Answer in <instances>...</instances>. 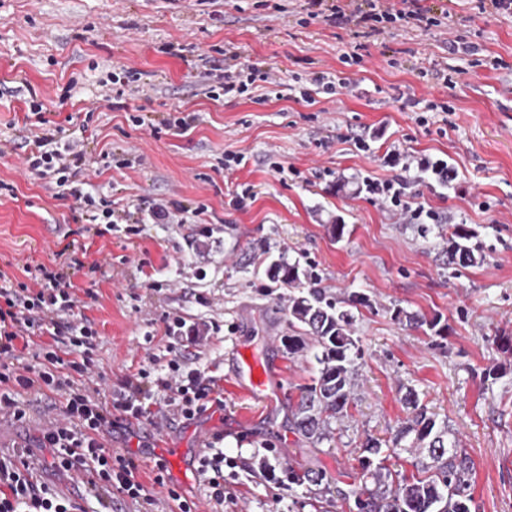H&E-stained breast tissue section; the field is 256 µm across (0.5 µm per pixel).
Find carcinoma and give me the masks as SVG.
Listing matches in <instances>:
<instances>
[{
    "instance_id": "cac0c4a2",
    "label": "carcinoma",
    "mask_w": 512,
    "mask_h": 512,
    "mask_svg": "<svg viewBox=\"0 0 512 512\" xmlns=\"http://www.w3.org/2000/svg\"><path fill=\"white\" fill-rule=\"evenodd\" d=\"M474 237V231L466 225H455L445 250L448 263L462 267L483 263L479 248L471 243ZM264 274L276 288H299L305 270L300 261L280 254L268 258ZM367 305V296L353 294L340 306L316 288L288 298V323L301 333L284 337V347L292 356L314 347L318 365L312 383L299 388L291 410V426L314 447L331 441L333 424L347 414L361 358L352 336L353 310ZM406 401L414 414L397 428L392 447L416 455V472L407 476L373 466L371 457L381 453V445L369 439L363 445L367 456L361 461V478L337 493L353 500L356 512H477L471 491L470 456L450 440L448 426L437 425L414 393H408ZM288 484L315 486L321 493L331 491L327 473L315 469L288 468Z\"/></svg>"
}]
</instances>
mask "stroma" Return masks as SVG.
<instances>
[{"mask_svg":"<svg viewBox=\"0 0 512 512\" xmlns=\"http://www.w3.org/2000/svg\"><path fill=\"white\" fill-rule=\"evenodd\" d=\"M447 7L440 26L384 23L356 38L310 18L303 0H0V269L26 283L29 267L52 265L66 246L85 248L73 282L96 293L84 313L106 389L138 369L166 367V319L182 318L205 336L190 360L215 377V400L192 419L118 427L102 439L135 458L137 479L160 512H176L172 489L194 512L212 506L199 472L156 484V449L201 456L212 445L235 462L224 479L238 496L237 512H356L335 494L289 489L288 467L354 482L365 440L390 443L410 417V390L472 458L478 512H512V15L482 0H447ZM459 34L476 56L450 53ZM227 45L243 62L271 69L279 96L253 86L235 99L212 98L204 74L223 65ZM356 51L360 63H343ZM475 57L482 66H471ZM495 57L501 67H489ZM320 71L347 79L354 92L304 102L301 79ZM116 73L122 84L113 83ZM33 91L65 134L91 122L89 212L55 181L30 173L13 147L34 131L25 122ZM432 101L451 112L424 113ZM182 112L195 115L191 129L162 128ZM138 116L143 125H135ZM359 136L368 151L356 148ZM394 150L456 172L442 183L411 170L407 193L444 227L474 230L482 264L445 265L447 239L421 235L369 193H356L365 178L395 175L387 158ZM228 151L243 154L244 164L225 169ZM245 191L246 206L235 207L233 197ZM151 202L177 205L190 218L162 223L150 216ZM107 207L130 212V221L101 232L90 217ZM339 217L340 238L332 233ZM281 252L299 259L327 298L359 292L371 301L352 326L363 358L349 415L316 450L289 423L290 399L317 373L312 350L292 356L283 345L292 333L289 291L237 265L243 256L260 262ZM400 310L440 315L442 335L397 318ZM239 342L272 364L262 401L236 375ZM19 401L27 419L0 416V451L28 445L34 457L45 456L37 439L65 396L25 391ZM55 488L79 512L140 509L67 482Z\"/></svg>","mask_w":512,"mask_h":512,"instance_id":"stroma-1","label":"stroma"}]
</instances>
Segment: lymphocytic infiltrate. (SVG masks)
<instances>
[{"instance_id": "obj_1", "label": "lymphocytic infiltrate", "mask_w": 512, "mask_h": 512, "mask_svg": "<svg viewBox=\"0 0 512 512\" xmlns=\"http://www.w3.org/2000/svg\"><path fill=\"white\" fill-rule=\"evenodd\" d=\"M410 2V7L399 9L393 0H347L343 5L336 0H306L310 17L325 15L344 26L372 30L385 21L410 27L439 25L432 7L420 6L419 0ZM219 80L225 95L236 97L249 83L260 80L271 84L275 78L257 65L242 63L239 54L228 48ZM29 109L39 118V131L19 144L28 170L55 180L77 202L91 205L92 196L83 190V177L90 164L83 141L59 142L58 127L41 116L42 103L30 101ZM429 166L427 159L406 155L401 174L383 181L366 180V190L375 204L390 205L402 219H419L423 209L407 201L404 174L414 167L425 170ZM79 265L76 259L53 267L36 265L35 284L31 287L13 285L0 270V415L25 420L26 411L16 399L18 390L45 387L65 391L62 413L48 422L40 438L41 447L51 452L49 469L58 479L71 484L98 485L152 506L156 500L137 481L133 457L112 454L102 438L120 419L159 428L175 417L193 416L213 391L215 380L206 370L188 365L187 350L199 346V338L177 337L170 326L166 332L174 340L169 346L167 373L157 374L152 380L143 371L128 375L119 394L106 397L91 357L96 336L89 318L77 310L79 300L70 270ZM35 336L49 339L40 350L44 363L31 374L17 373V343ZM56 365L65 368V375L53 373ZM30 456L27 449L0 456V512H75V503L37 479Z\"/></svg>"}]
</instances>
